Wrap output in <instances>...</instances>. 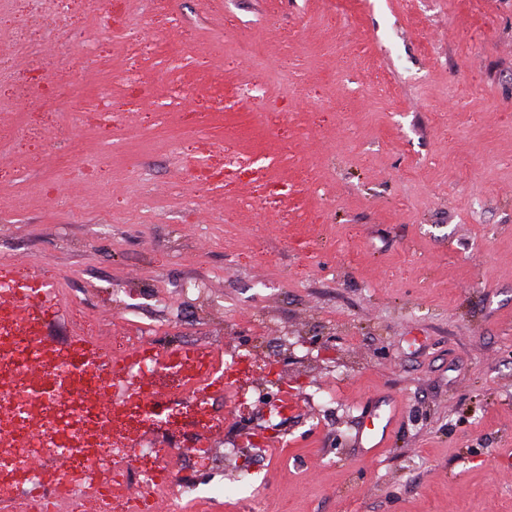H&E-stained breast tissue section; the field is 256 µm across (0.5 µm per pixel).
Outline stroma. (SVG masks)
Returning <instances> with one entry per match:
<instances>
[{"label":"stroma","instance_id":"stroma-1","mask_svg":"<svg viewBox=\"0 0 512 512\" xmlns=\"http://www.w3.org/2000/svg\"><path fill=\"white\" fill-rule=\"evenodd\" d=\"M182 21L175 38L165 13ZM102 0L97 51L16 0L0 20V266L65 282L76 317L121 346L129 310L172 336L235 346L282 374L297 406L269 445L281 475L228 462L192 512H512V0ZM162 44L132 59L112 31ZM37 38L62 97L112 91V119L26 93ZM267 47L258 60L237 43ZM194 44L189 96L155 125L165 57ZM69 64L57 65L60 51ZM136 73L129 83L128 73ZM262 84L259 101L213 107ZM287 195L185 180L191 126ZM194 282L186 292V282ZM393 392L378 459L354 438Z\"/></svg>","mask_w":512,"mask_h":512}]
</instances>
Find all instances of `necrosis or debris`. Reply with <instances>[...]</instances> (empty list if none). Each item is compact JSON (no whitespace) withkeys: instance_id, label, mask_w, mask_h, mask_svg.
Listing matches in <instances>:
<instances>
[{"instance_id":"4bbe7bcc","label":"necrosis or debris","mask_w":512,"mask_h":512,"mask_svg":"<svg viewBox=\"0 0 512 512\" xmlns=\"http://www.w3.org/2000/svg\"><path fill=\"white\" fill-rule=\"evenodd\" d=\"M40 315L0 316V512H37L48 472L58 456L70 467L57 483L56 493L75 512L93 499L101 512H148L156 497L170 498L173 512H187L201 490L189 473L170 469L168 451L156 447L155 424L167 418L181 434L175 443L183 456L203 462L219 498L224 481V460L240 456L238 440L224 443V454L212 456V425H195L192 433L183 422L213 397L235 407L255 401L269 416L285 418L287 385L279 379L281 350L287 337L278 340V354L264 367H256L245 354L222 347L197 350L183 363L161 364L169 348L156 340L153 327L132 322L127 349L107 368L92 365L79 338L82 330L71 325L63 350L41 347ZM263 371L266 381L243 387L239 379ZM166 372L174 384L171 397L159 402L141 389L143 379ZM40 449L41 466H34L30 449ZM137 483L140 501L123 495L128 483Z\"/></svg>"}]
</instances>
